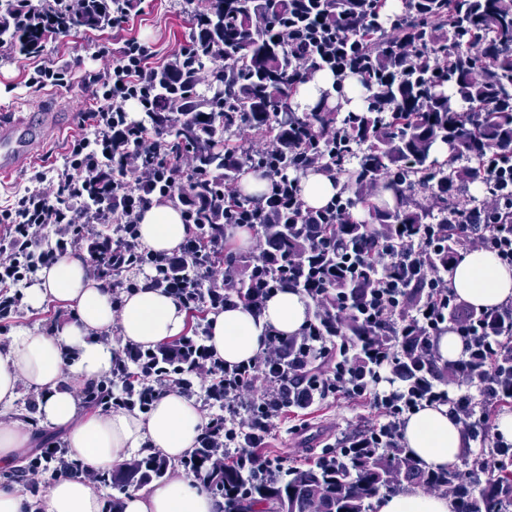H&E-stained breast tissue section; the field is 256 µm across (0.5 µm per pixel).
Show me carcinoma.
I'll list each match as a JSON object with an SVG mask.
<instances>
[{
	"mask_svg": "<svg viewBox=\"0 0 512 512\" xmlns=\"http://www.w3.org/2000/svg\"><path fill=\"white\" fill-rule=\"evenodd\" d=\"M56 27L46 28L32 15V0H0V45L37 49L50 34L75 27L98 28L112 22L118 0H82L73 11L46 4ZM306 21L301 36L312 42L334 36L351 40L362 105L345 110L324 92L299 116L293 110L301 84L326 69L321 64L304 73L299 58L288 49V26ZM194 54L176 58L152 75L144 104L154 100L169 108L149 113L168 141L186 149L195 170L190 185L178 190L194 211L197 238L189 263L174 266L171 278L201 288L192 304L191 339L203 342L210 284L199 278L202 267L219 265L236 272L234 304H246L261 278L276 266L291 263L284 286L304 291L314 285L310 266L334 270L344 253L356 257L354 277L333 276L320 288L312 318L332 327L342 310L346 335L355 340L387 336L359 320L383 273L382 239L396 237L400 227L416 239L437 224L435 246L421 252L411 268L401 316L407 317L431 296L428 280L448 270L460 250L458 236L448 225L479 203L470 187L484 176L487 165H512V0H404L391 10L388 0H207L194 17ZM248 126L255 141L274 140L279 146L274 168L309 172L314 161L328 164L327 176L342 183L341 204L368 213L370 223L351 219L335 224L328 214L309 210L310 222L284 212L278 224L261 225L259 248L251 253L232 249L215 252L210 243L224 236V219L216 211L224 184L238 181L247 163L244 148L233 140L239 124ZM325 128L336 137L322 140ZM458 157L452 163L443 149ZM501 347L500 312L471 311ZM435 340L418 328L400 347L392 381L404 386L444 383L459 377L452 361L432 350ZM154 361L169 381L194 392L196 377L159 346ZM130 406L139 407L146 387L136 369L118 382ZM512 386V351L485 360L482 390ZM112 379L80 392L89 409L109 407ZM505 400H482L459 411L458 422L468 440H475L474 419L498 411ZM462 468L431 470L412 453L394 448L375 456L352 455L346 460L325 450L311 464L292 466L270 476L248 472L229 459L219 462L216 493L231 489L224 512H252L257 503L266 512H372V500L395 494L406 486L446 492L453 489L456 512H512V473L499 472L481 480L490 467L484 452L465 448ZM57 472L69 467L66 448L10 472L16 483L28 481L35 467ZM166 462L141 456L119 463L94 481L125 493L166 476Z\"/></svg>",
	"mask_w": 512,
	"mask_h": 512,
	"instance_id": "obj_1",
	"label": "carcinoma"
}]
</instances>
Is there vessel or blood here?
I'll return each mask as SVG.
<instances>
[{"instance_id": "obj_1", "label": "vessel or blood", "mask_w": 512, "mask_h": 512, "mask_svg": "<svg viewBox=\"0 0 512 512\" xmlns=\"http://www.w3.org/2000/svg\"><path fill=\"white\" fill-rule=\"evenodd\" d=\"M60 118V113L44 112L0 123V175L11 174L22 160L39 151L37 129L57 125Z\"/></svg>"}]
</instances>
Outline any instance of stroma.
Here are the masks:
<instances>
[{"label": "stroma", "mask_w": 512, "mask_h": 512, "mask_svg": "<svg viewBox=\"0 0 512 512\" xmlns=\"http://www.w3.org/2000/svg\"><path fill=\"white\" fill-rule=\"evenodd\" d=\"M198 0H140L120 27L75 28L48 39L37 59L0 47V121L41 108H58L68 115L64 126L52 130L41 151L25 161L5 180L0 179V208L13 203L31 177L61 164L74 138L88 130L94 105L92 77L102 67L100 51H113L128 39H139L154 51L152 65L165 66L182 48L192 45L190 18ZM66 68L59 84H31L35 64ZM376 415L361 400H317L300 408L284 409L268 437L266 454L287 458L296 466L313 461L327 446L375 421Z\"/></svg>", "instance_id": "stroma-1"}]
</instances>
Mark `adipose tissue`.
Masks as SVG:
<instances>
[{"label": "adipose tissue", "instance_id": "1", "mask_svg": "<svg viewBox=\"0 0 512 512\" xmlns=\"http://www.w3.org/2000/svg\"><path fill=\"white\" fill-rule=\"evenodd\" d=\"M189 233L180 211L169 204L144 212L139 234L157 253L178 250ZM457 294L477 307L492 308L512 300V268L484 250L467 253L449 272ZM59 302L67 322L47 330L17 329L0 339V410H10L20 386L35 395L40 426L63 433L69 457L98 471L112 470L131 449L145 448L169 460L190 454L206 418L194 400L178 391L163 393L144 415L125 410L82 413L80 387L110 376L118 353L111 332L123 344L153 347L186 331L188 311L163 289L140 280L114 304L112 289L91 278L82 256L69 254L41 268L24 291L28 308ZM312 302L301 291L282 288L261 312L242 305L210 311L205 344L213 359L230 365L257 357L265 348V331L286 335L301 331ZM403 437L408 451L430 469L459 461L465 439L447 406L424 404L406 416ZM32 432L19 420L0 419V472L16 465L31 448ZM105 504L80 470L50 474L41 495L0 479V512H104ZM378 512H455L453 499L411 487L379 499ZM118 512H223V500L207 484L174 477L146 489L129 490Z\"/></svg>", "mask_w": 512, "mask_h": 512}]
</instances>
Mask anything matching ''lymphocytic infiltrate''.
I'll return each mask as SVG.
<instances>
[{
  "label": "lymphocytic infiltrate",
  "instance_id": "f902f5d3",
  "mask_svg": "<svg viewBox=\"0 0 512 512\" xmlns=\"http://www.w3.org/2000/svg\"><path fill=\"white\" fill-rule=\"evenodd\" d=\"M150 58L148 48L137 40L125 43L94 78L97 108L93 134L75 140L54 175L37 173L32 187L14 205L0 211V319L10 316L21 297V286L30 284L40 267L83 244L82 225L110 230L112 237L109 250L88 252L90 274L107 280L123 272L130 244L140 241L141 215L152 206L174 201L176 187L190 182L187 151L170 146L158 130L131 118L124 108L125 102L139 101L148 86L153 72ZM276 153V148L264 149L262 162L253 166L269 183L268 192L258 199L264 213L280 210L287 202L295 207L303 204L299 172L275 173L267 166V159ZM116 157L135 163L139 177L134 185L122 187L121 172L112 168ZM99 188L116 192V208L93 205L91 194ZM51 226L56 229V241L47 247L43 232ZM460 231L464 250L492 252L512 267V224L464 223ZM403 240L404 247L386 249L387 270L365 311L375 331L396 336L404 331L396 312L404 291L399 271L419 251L411 235H404ZM342 334V329L331 332L312 319L293 336L272 329L262 354L233 366L213 359L206 346L179 343L188 368L204 383L206 401L220 410L200 433L198 447L223 448L248 470H281L285 458H272L262 451L277 417L278 398L288 397L301 406L318 397L367 401L377 418L348 437L344 447L375 452L399 446L405 413L425 402H448L450 395L444 388L381 389L384 375L393 372L398 361L393 346L384 349L371 341L362 344L360 349L372 364L373 377L371 382H360L351 359L353 346L342 342ZM291 348L296 349L299 360L287 368L283 360ZM262 380L270 387L259 394L255 388Z\"/></svg>",
  "mask_w": 512,
  "mask_h": 512
}]
</instances>
